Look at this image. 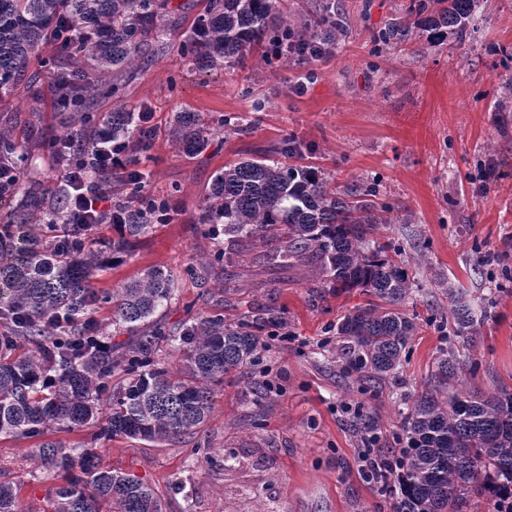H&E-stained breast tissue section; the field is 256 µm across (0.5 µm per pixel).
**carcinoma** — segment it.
Masks as SVG:
<instances>
[{
  "label": "carcinoma",
  "mask_w": 512,
  "mask_h": 512,
  "mask_svg": "<svg viewBox=\"0 0 512 512\" xmlns=\"http://www.w3.org/2000/svg\"><path fill=\"white\" fill-rule=\"evenodd\" d=\"M168 0H0V99L22 81L44 47L51 91L62 113L58 132L34 137L59 171L78 166L101 186L112 177L91 166L105 127L112 140L131 146V171L121 179L125 196L115 208L125 223L116 237L95 236L96 224L68 223L65 183L53 195L29 177L37 155L0 128V172L17 175L0 197V437L42 438L34 448L61 484L49 492L51 512H164L152 486L123 473L99 469L92 445L125 436L162 445L192 438L210 415L214 388L250 369L269 347L265 337L283 325L282 313L262 307L228 323L199 313L177 327L158 311L174 295V281L148 267L113 291L97 278L149 235L170 200L153 195L150 173L138 169L148 138L140 114L121 108L93 111L112 71L133 64L157 32ZM480 0H409L401 16L370 35L371 53L427 32L431 44L463 40ZM342 0H316L314 16L299 17L284 0H208L181 53L208 69L242 63L250 54L273 68L286 58L313 63L336 54L346 39ZM212 131L190 112H179L166 129L185 153L203 152ZM376 191L357 184L337 189L313 166L263 159L241 160L213 179L198 223L227 246L216 247L206 266L189 277L206 280L205 268L243 261L257 244H274L266 268L278 272L317 268L335 294L365 298L337 328L336 363L347 377L378 388L395 377L417 314L401 306L413 295L401 250L371 239L390 224L392 209H377ZM448 286L456 333L470 341L483 319ZM112 308V325L126 342L99 346L97 310ZM179 352L178 367L161 361ZM460 360L443 353L424 389L402 413L404 466L395 497L405 512H469L475 500L512 505V393L459 389ZM376 417L357 413L356 434L375 435ZM87 431L86 446L46 438L54 432ZM0 512H23L17 487L0 482Z\"/></svg>",
  "instance_id": "carcinoma-1"
}]
</instances>
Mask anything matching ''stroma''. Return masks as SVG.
Wrapping results in <instances>:
<instances>
[{
	"mask_svg": "<svg viewBox=\"0 0 512 512\" xmlns=\"http://www.w3.org/2000/svg\"><path fill=\"white\" fill-rule=\"evenodd\" d=\"M405 0H343L349 36L335 56L316 61L314 78L283 62L267 68L255 56L221 69L201 68L178 46L207 0H170L159 35L137 66L118 74V94L98 98L95 109L125 107L150 113L155 129L142 165L151 190L177 210L172 221L141 238L125 261L100 276L109 290L158 267L178 284L159 318L174 325L188 318L187 304L215 312L203 289L236 281L235 269H213L206 284L188 278L187 265L205 262L214 248L198 224L215 175L224 166L271 154L294 138L302 162L321 167L336 185L377 184L378 205L392 207L393 223L380 225L379 242L404 254L417 292L408 310L447 314L452 283L486 312L478 342L444 327L421 325L406 348L400 382L381 390L360 386L336 365V325L358 302L352 294H322V276L308 269L275 274L253 265L244 300L280 308L286 341L271 342L256 373L272 383L253 405L246 379H229L198 438L211 460L193 458L192 440L154 447L126 437L99 441L102 469L135 476L164 500V512H389V489L359 472L361 442L354 412L380 419L381 448L396 445L399 399L421 391L439 349L476 363L461 372L464 389L512 391V112L497 111L495 89L512 76L493 50L512 48V0H484L464 40L429 46L418 37L375 56L371 31L397 18ZM47 80L19 84L0 99V126L18 142L34 130L59 126ZM193 112L208 125L225 115L251 120L244 132L216 130L205 151L175 148L165 130L174 113ZM497 178L475 184L481 165ZM33 440L0 439V481L20 485L24 512H47L48 491L59 484L32 452ZM237 465L225 470V453Z\"/></svg>",
	"mask_w": 512,
	"mask_h": 512,
	"instance_id": "stroma-1",
	"label": "stroma"
}]
</instances>
